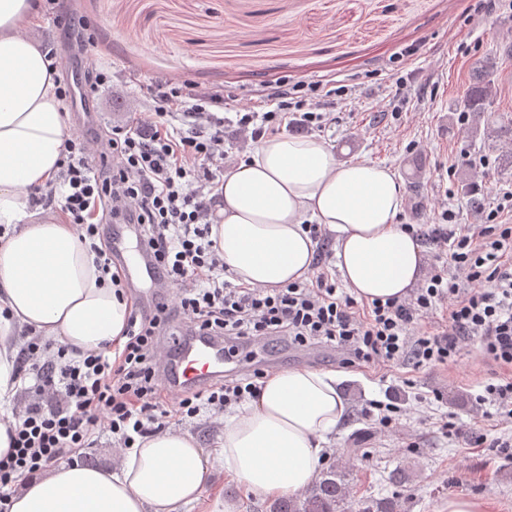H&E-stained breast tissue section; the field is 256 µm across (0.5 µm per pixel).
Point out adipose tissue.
<instances>
[{
    "label": "adipose tissue",
    "instance_id": "1",
    "mask_svg": "<svg viewBox=\"0 0 512 512\" xmlns=\"http://www.w3.org/2000/svg\"><path fill=\"white\" fill-rule=\"evenodd\" d=\"M34 0H0V401L15 395V332L30 327L81 353L121 342L132 302L100 283L76 226L34 221L30 192L60 170L74 134L56 73L29 32ZM401 182L392 168L337 163L321 140H262L224 174V204L211 238L236 284L277 288L307 280L317 243L334 234L346 288L367 302L402 298L421 280L425 247L398 224ZM342 373L306 367L267 374L242 412L225 419L217 446L225 471L254 495L302 493L316 479L327 438L345 420ZM210 455L182 431L137 441L119 470L61 465L27 480L9 512H177L199 500Z\"/></svg>",
    "mask_w": 512,
    "mask_h": 512
}]
</instances>
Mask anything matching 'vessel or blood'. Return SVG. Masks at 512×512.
<instances>
[{
	"label": "vessel or blood",
	"instance_id": "1",
	"mask_svg": "<svg viewBox=\"0 0 512 512\" xmlns=\"http://www.w3.org/2000/svg\"><path fill=\"white\" fill-rule=\"evenodd\" d=\"M172 356L166 365V378L173 391L197 387L224 373V343L215 337L169 339Z\"/></svg>",
	"mask_w": 512,
	"mask_h": 512
}]
</instances>
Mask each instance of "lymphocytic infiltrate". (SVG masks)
Segmentation results:
<instances>
[{"label": "lymphocytic infiltrate", "instance_id": "lymphocytic-infiltrate-1", "mask_svg": "<svg viewBox=\"0 0 512 512\" xmlns=\"http://www.w3.org/2000/svg\"><path fill=\"white\" fill-rule=\"evenodd\" d=\"M67 35L80 81L62 77L58 92L67 101L95 95L112 81L111 72L82 66L97 36L81 19ZM336 94L320 81L285 80L269 95V111L239 113L237 124L256 140L278 133L292 113L298 125L318 129L320 104ZM153 102L150 127H96L66 140L58 186L30 194L33 206L58 209L76 225L101 275L120 263L106 226L129 228L168 292L130 314L120 346L80 353L38 336L24 344L17 374L26 404L13 451L0 459V512H9L16 482L95 447L100 431L128 450L172 421L222 413L258 392L263 373L255 369L169 404L158 350L165 336H218L232 356L242 343L284 337L297 347L337 348L349 364L417 369L454 361L462 343L476 338L493 362L512 367V225L499 222L498 211L471 234L456 231L455 213L444 210L430 238L445 246L448 264L407 300L358 305L325 272L281 288L236 285L225 280L210 238L224 198V120L215 113L223 102L185 83L159 86ZM445 301L448 329L412 335V324Z\"/></svg>", "mask_w": 512, "mask_h": 512}]
</instances>
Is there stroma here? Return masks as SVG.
<instances>
[{
	"mask_svg": "<svg viewBox=\"0 0 512 512\" xmlns=\"http://www.w3.org/2000/svg\"><path fill=\"white\" fill-rule=\"evenodd\" d=\"M98 28L97 66L111 67L109 87L85 111H70L77 134L87 125L148 122L146 87L177 75L224 97L225 168L254 148L238 129L237 112L265 111L281 78L346 86L328 106L318 136L338 162L370 161L395 170L403 186L397 221L430 228L444 209L461 228L482 223L512 187L497 161L472 166L482 138L463 123L461 98L475 62L497 39L512 37V6L498 0H57L33 36L66 59L70 12ZM411 50L400 60L402 50ZM249 366L266 372L310 367L344 373L349 414L331 436L332 455L348 456L353 487L349 512L364 497H397L402 512H439L465 495L512 512V426L482 417L475 401L483 384L502 376L470 341L445 367L389 370L342 363L327 347L298 349L286 341L252 345ZM395 405V426L378 429L380 406ZM459 425L444 434L443 422ZM503 448H495V441ZM403 468L395 487L386 478ZM236 500L240 512H262L267 498L246 493L215 463L198 501L179 512H210L215 499Z\"/></svg>",
	"mask_w": 512,
	"mask_h": 512,
	"instance_id": "stroma-1",
	"label": "stroma"
}]
</instances>
